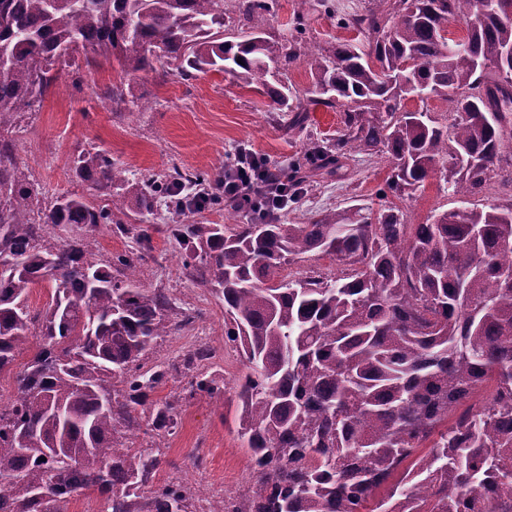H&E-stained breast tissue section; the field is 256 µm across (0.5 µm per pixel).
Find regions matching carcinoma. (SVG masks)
<instances>
[{
    "instance_id": "1",
    "label": "carcinoma",
    "mask_w": 512,
    "mask_h": 512,
    "mask_svg": "<svg viewBox=\"0 0 512 512\" xmlns=\"http://www.w3.org/2000/svg\"><path fill=\"white\" fill-rule=\"evenodd\" d=\"M277 0H0V374L34 337L38 349L0 409V498L11 512H71L80 491L105 496V512H193V493L157 482L161 453L132 447L138 408L171 432L179 399L150 401L167 370L139 364L169 330V298L143 288L134 259L97 261L93 233L163 203L166 231L197 285L224 300V339L238 346V435L248 486L211 512H512V0H368L340 27L357 32L304 51L305 16L290 37L265 38ZM463 19L466 42H448ZM85 66L126 75L161 58L183 81L205 69L257 83L301 131L310 107L340 113L336 136L288 166V187L339 172L360 157L391 161L377 209L321 211L278 224L249 209L245 224H186L191 208L221 205L224 170L173 165L144 187L103 150L81 151L76 175L111 198L78 194L44 206L18 161L13 133L53 85L56 63L76 49ZM242 62H237V59ZM373 58L378 66L372 67ZM305 60L315 96L270 82ZM431 94L456 112L446 126L402 110ZM446 191L506 197L467 203L413 223L405 200L435 172ZM75 225L64 241L44 226ZM336 259V275L283 274L287 259ZM48 281L47 307L31 315L32 285ZM195 393L224 398V379L200 373ZM70 454L73 463L59 458Z\"/></svg>"
}]
</instances>
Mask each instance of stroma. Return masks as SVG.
Instances as JSON below:
<instances>
[{
  "label": "stroma",
  "mask_w": 512,
  "mask_h": 512,
  "mask_svg": "<svg viewBox=\"0 0 512 512\" xmlns=\"http://www.w3.org/2000/svg\"><path fill=\"white\" fill-rule=\"evenodd\" d=\"M303 9L307 48L335 38H351V31L339 27L338 15L327 13L321 0H306ZM54 74L56 80L39 110L26 115L16 133L18 154L49 202L77 193L90 205H108L107 197L75 173L74 160L86 149L107 151L134 182L146 171L164 174L174 162L215 172L242 146L284 167L311 141L335 135L340 125L339 113L318 106L311 113L307 135H288L279 126L277 107L268 95L213 70L187 82L159 71L121 77L107 65L94 71L59 66ZM118 81L124 82L131 95L150 98V107L141 109L126 103L121 110H113L111 103L101 98L100 90ZM389 171L390 163L384 157L358 162L348 178L333 177L314 184L277 219L295 224L315 210L377 202ZM442 186L441 174H433L423 188L405 200L413 222L458 207L457 197L444 193ZM162 217L159 210L132 216V232L125 236L116 235L110 226H100L95 253L106 262L119 254L145 252V260L137 264L141 285L162 289L174 312L188 311L194 316L190 325L159 338L141 360L146 368L171 367V374L152 397L181 398L178 425L160 438L149 428L148 412H139L143 431L134 445L149 448L163 442L160 481H180L201 489L193 505L196 512H205L209 503L234 493L249 478L248 455L235 431L237 401L232 389L244 365L236 348L224 341L223 302L188 279L182 266L184 251L178 242L157 232L145 245L136 238V230L161 223ZM203 345L213 348V357L197 363L193 370L182 369L184 357ZM207 371L223 375L227 386L223 400L191 394L195 374Z\"/></svg>",
  "instance_id": "1"
}]
</instances>
